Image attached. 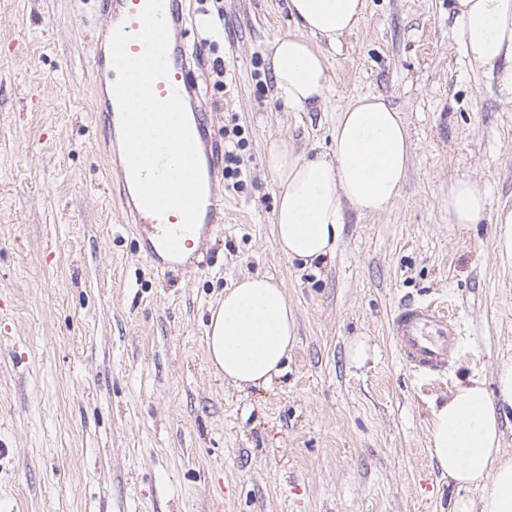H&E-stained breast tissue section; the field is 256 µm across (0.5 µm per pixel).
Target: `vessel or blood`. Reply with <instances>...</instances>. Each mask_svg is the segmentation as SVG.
<instances>
[{"label":"vessel or blood","instance_id":"vessel-or-blood-1","mask_svg":"<svg viewBox=\"0 0 512 512\" xmlns=\"http://www.w3.org/2000/svg\"><path fill=\"white\" fill-rule=\"evenodd\" d=\"M103 24L89 37L92 46V93L95 109L101 113L108 128L120 125V114L111 82L117 73L111 61V37L117 27L138 33L141 29L139 12L144 0H97ZM164 17L169 31L168 77L155 81L153 89L158 98H168L179 92L185 105L190 106L189 123L202 162L209 171L204 181L205 199L200 223H218L224 212V199L215 177L222 146L208 115L209 108L199 96L198 78L193 66L186 61L182 0H164ZM113 168L120 177L119 202L129 214L134 230L145 242L146 250L158 263L161 273L178 270L175 258L166 257L160 244L164 227L176 221L175 212L156 217L141 206L123 152H115ZM392 327L402 360L414 371L426 374L445 372L458 347L459 328L447 312L430 302L407 301L399 305L392 317Z\"/></svg>","mask_w":512,"mask_h":512}]
</instances>
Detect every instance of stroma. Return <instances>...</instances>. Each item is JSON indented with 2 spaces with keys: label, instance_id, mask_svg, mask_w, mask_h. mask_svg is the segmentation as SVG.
I'll list each match as a JSON object with an SVG mask.
<instances>
[{
  "label": "stroma",
  "instance_id": "35a3bbf8",
  "mask_svg": "<svg viewBox=\"0 0 512 512\" xmlns=\"http://www.w3.org/2000/svg\"><path fill=\"white\" fill-rule=\"evenodd\" d=\"M199 93L216 133L240 126L246 178L221 183L211 264L167 277L105 185L109 133L90 101L94 0H0V512H449L455 488L429 448L434 409L512 358V265L495 227L448 221L468 177L512 210V104L473 71L448 0H367L360 28L326 49L331 91L296 110L268 63L295 33L285 0H186ZM224 13L216 31L206 14ZM227 69L216 88L213 61ZM399 109L411 139L387 212L345 213L334 257L289 262L272 232L264 165L279 139L332 146L356 95ZM281 282L297 321L286 373L237 389L211 368L205 332L247 273ZM445 307L461 336L439 375L401 359L392 316ZM365 337V363L350 362Z\"/></svg>",
  "mask_w": 512,
  "mask_h": 512
}]
</instances>
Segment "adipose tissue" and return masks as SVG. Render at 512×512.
Wrapping results in <instances>:
<instances>
[{
  "label": "adipose tissue",
  "mask_w": 512,
  "mask_h": 512,
  "mask_svg": "<svg viewBox=\"0 0 512 512\" xmlns=\"http://www.w3.org/2000/svg\"><path fill=\"white\" fill-rule=\"evenodd\" d=\"M294 34L271 50L274 95L289 107L321 103L329 87L324 49L364 19L366 0H287ZM470 67L490 74L493 90L512 102V0H450ZM327 152H297L271 141L266 166L277 187L274 236L288 260L310 267L332 256L344 212L387 211L399 199L411 143L400 112L380 95H358L338 112ZM484 191L470 179L448 185V221L466 228L487 215ZM297 341L296 319L283 288L254 274L224 293L206 331L211 365L247 390L283 375ZM512 409V361L499 364L494 390L468 378L435 409L430 448L460 494L450 512H512V460L501 456L502 418ZM477 487L479 499L465 497Z\"/></svg>",
  "instance_id": "1"
}]
</instances>
